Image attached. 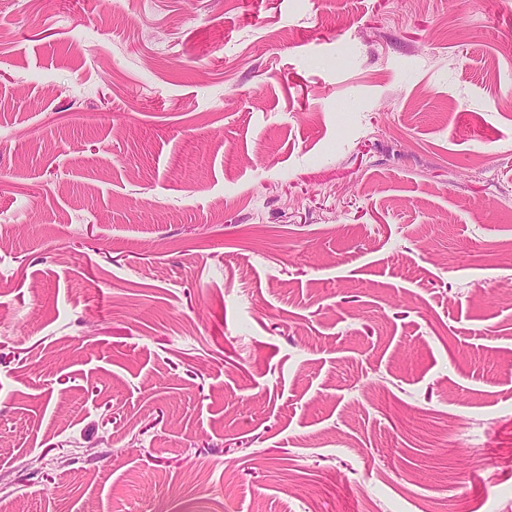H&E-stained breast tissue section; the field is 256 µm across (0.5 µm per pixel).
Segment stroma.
Wrapping results in <instances>:
<instances>
[{"mask_svg":"<svg viewBox=\"0 0 512 512\" xmlns=\"http://www.w3.org/2000/svg\"><path fill=\"white\" fill-rule=\"evenodd\" d=\"M512 512V0H0V512Z\"/></svg>","mask_w":512,"mask_h":512,"instance_id":"stroma-1","label":"stroma"}]
</instances>
